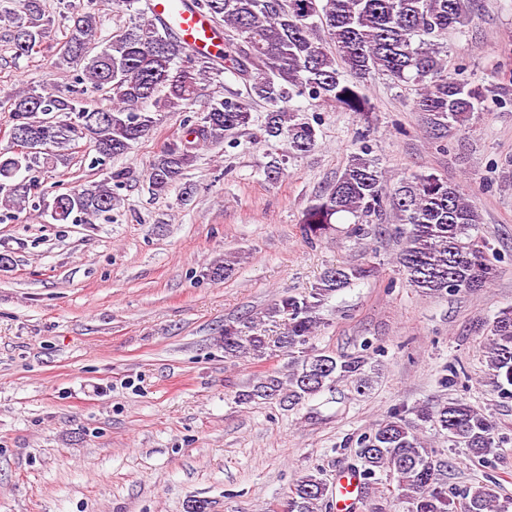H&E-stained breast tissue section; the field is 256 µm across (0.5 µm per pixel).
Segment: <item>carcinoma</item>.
<instances>
[{"instance_id": "carcinoma-1", "label": "carcinoma", "mask_w": 512, "mask_h": 512, "mask_svg": "<svg viewBox=\"0 0 512 512\" xmlns=\"http://www.w3.org/2000/svg\"><path fill=\"white\" fill-rule=\"evenodd\" d=\"M116 0L143 21L94 47L97 16L73 13L72 26L55 60L57 68L79 67L78 82L88 81L107 94L109 104L84 106L80 89L31 88L6 96L11 124L27 131L38 150L6 156L0 153V208L16 218L35 194V180L21 171L54 168L67 160L66 150L84 140L105 161L125 154L149 135L166 112H185L199 97L201 83L225 70L245 81L247 95L263 100L267 111L265 140L283 142L288 153L305 154L317 145L314 125L297 117L290 102L305 96L355 116L372 109L365 80L378 72L393 84L420 87L414 109L435 132L460 130L473 115L500 104L498 93L448 69L437 39L469 21L466 0H195L224 27V52L202 59L167 30L146 18L150 4ZM21 10L10 41L16 55L32 52L46 34L41 0H20ZM183 65L173 67L175 60ZM349 72L352 79L345 78ZM248 104L239 94L212 101L185 136L169 141L147 169L151 193L160 196L196 161L204 146H217L248 126ZM361 145L336 182L307 207L303 237L321 239L342 216L354 218L351 234L361 239L373 226L391 220L401 250L397 263L409 286L429 295L485 288L496 277L489 243L473 234L482 223L478 208L456 184L434 173H417L389 191L382 172ZM130 172L116 169L108 178L69 188L40 204L55 224H92L120 204L116 190ZM375 273L369 264L336 265L323 271L304 294L285 293L258 319L224 324V356L263 360L288 357V373L267 369L235 398L242 404L275 400L295 408L349 380L364 394L372 387V364L363 355L326 354L313 346L321 325L320 308L337 292ZM282 325L269 335L265 322ZM495 387L512 397V306L497 313L484 344ZM411 421L399 411L361 436L350 470L360 474L366 503L388 499L387 480L396 481L394 499L403 512H509L511 500H500L494 486L472 483L448 487L446 462L425 446L419 423L431 422L453 445L481 462L497 455L501 440L496 424L465 401L413 408ZM328 487L315 472L297 476L272 512H318Z\"/></svg>"}]
</instances>
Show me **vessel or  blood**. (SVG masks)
Masks as SVG:
<instances>
[{
    "label": "vessel or blood",
    "mask_w": 512,
    "mask_h": 512,
    "mask_svg": "<svg viewBox=\"0 0 512 512\" xmlns=\"http://www.w3.org/2000/svg\"><path fill=\"white\" fill-rule=\"evenodd\" d=\"M151 13L163 28L190 45L197 56L208 58L224 49V35L192 0H151ZM361 477L346 470L336 477V512H357Z\"/></svg>",
    "instance_id": "b4317fda"
}]
</instances>
